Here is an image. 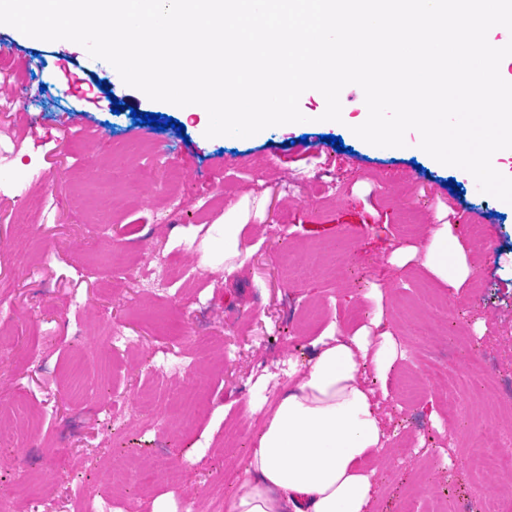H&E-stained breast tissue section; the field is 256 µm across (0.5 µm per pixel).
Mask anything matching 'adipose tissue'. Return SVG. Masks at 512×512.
Returning <instances> with one entry per match:
<instances>
[{
  "label": "adipose tissue",
  "instance_id": "obj_1",
  "mask_svg": "<svg viewBox=\"0 0 512 512\" xmlns=\"http://www.w3.org/2000/svg\"><path fill=\"white\" fill-rule=\"evenodd\" d=\"M264 413L224 512H374L388 436L368 375L397 359L389 333L318 337Z\"/></svg>",
  "mask_w": 512,
  "mask_h": 512
}]
</instances>
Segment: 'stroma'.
<instances>
[{"instance_id":"stroma-1","label":"stroma","mask_w":512,"mask_h":512,"mask_svg":"<svg viewBox=\"0 0 512 512\" xmlns=\"http://www.w3.org/2000/svg\"><path fill=\"white\" fill-rule=\"evenodd\" d=\"M89 59L82 46L0 25L14 101L0 112V432L28 471L0 468L5 512H26L34 496L43 512H77L72 489L96 484L116 426L126 447L170 459L177 474L117 490L109 512H180L186 495L209 512L232 490L261 419L248 407L253 391L281 366L308 362L330 326L350 334L377 315L401 355L375 398L390 440L413 448L406 461L385 460L375 512L410 501L426 512L440 492L512 500L504 480L463 464L483 432L512 434V412L497 402L512 379L494 372L512 358V204L415 149L417 132L402 148L356 137L358 86L341 92V122L209 138L200 115L117 84L108 62ZM65 69L83 78V95L45 86ZM135 109L186 131L134 124ZM144 166L155 172L148 187L135 181ZM231 212L246 228L242 266L228 274L203 261L216 251L212 226ZM472 223L485 227L486 252L466 242ZM442 228L451 285L423 264ZM286 251L315 261L316 273L289 277ZM116 333L135 339L136 354ZM465 365L479 392L459 434L441 393L416 408L401 401L404 373ZM200 376L206 393L187 394ZM146 389L155 401L144 409L136 395ZM176 405L189 421L172 418Z\"/></svg>"}]
</instances>
